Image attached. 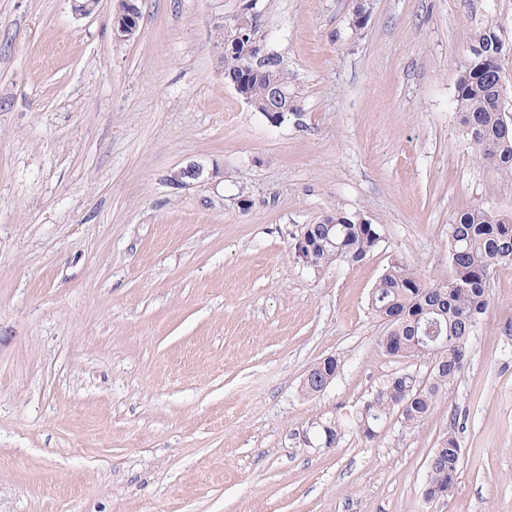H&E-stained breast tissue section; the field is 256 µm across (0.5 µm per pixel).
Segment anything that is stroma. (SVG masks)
Returning a JSON list of instances; mask_svg holds the SVG:
<instances>
[{
  "label": "stroma",
  "instance_id": "obj_1",
  "mask_svg": "<svg viewBox=\"0 0 512 512\" xmlns=\"http://www.w3.org/2000/svg\"><path fill=\"white\" fill-rule=\"evenodd\" d=\"M302 92L270 125L224 81L216 26L244 0H0V512H512V265L424 422L339 444L312 425L392 374L368 299L393 256L434 278L466 207L512 212L459 121L468 32L495 27L512 113V0H263ZM195 162L215 173L176 186ZM382 225L360 264L310 273L302 225ZM340 360L326 392L310 366ZM456 430L453 491L425 502ZM135 0H119L113 21V37L117 41H131L140 30L139 10ZM462 448L456 433H447L443 435L436 448H433L429 458L427 471L429 477L426 497L432 499L436 495L444 494L445 497L452 491L454 482L461 464ZM427 484L425 479L424 489ZM423 489V498L427 502L434 501L425 498Z\"/></svg>",
  "mask_w": 512,
  "mask_h": 512
}]
</instances>
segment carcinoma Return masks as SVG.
<instances>
[{"label":"carcinoma","instance_id":"cac0c4a2","mask_svg":"<svg viewBox=\"0 0 512 512\" xmlns=\"http://www.w3.org/2000/svg\"><path fill=\"white\" fill-rule=\"evenodd\" d=\"M472 58L457 78L460 124L476 158L512 180V114L502 106L501 57L504 44L493 27L468 36ZM224 80L241 82L254 111H265L269 80L273 79L300 98L282 63H268L270 74L245 67L242 51L229 49L220 57ZM299 236L311 240L315 252L307 270L320 274L344 262L357 264L384 242L383 231L357 212L338 210L319 224L301 227ZM512 265V213L484 208L462 210L448 228V266L451 275L432 279L424 269L399 257L373 288L372 311L384 319L397 312L380 339L386 354L433 365L424 381L413 374L389 377L347 420H329L335 428L333 443L350 427L372 440L382 424L402 403L418 424L429 418L440 394L451 392L470 352V337L479 329L491 300L489 271ZM462 448L454 433L443 435L429 458L426 497L452 491L461 464Z\"/></svg>","mask_w":512,"mask_h":512}]
</instances>
